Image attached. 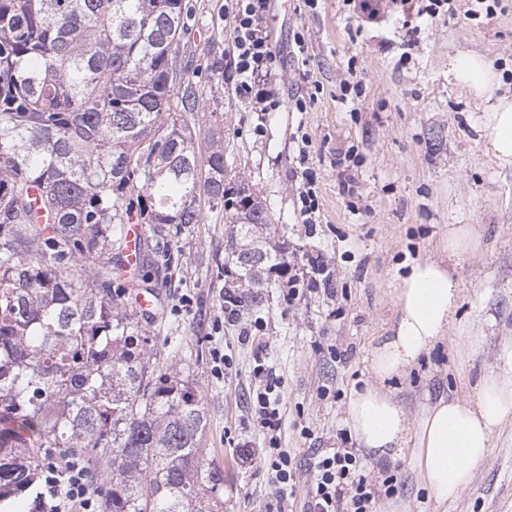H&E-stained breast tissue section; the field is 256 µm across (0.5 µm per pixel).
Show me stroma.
Listing matches in <instances>:
<instances>
[{
  "mask_svg": "<svg viewBox=\"0 0 512 512\" xmlns=\"http://www.w3.org/2000/svg\"><path fill=\"white\" fill-rule=\"evenodd\" d=\"M185 36L199 81L214 94L196 116L201 137L224 129V161L232 179L252 187L267 208L277 240L287 242L295 267L323 255L334 292L268 288L259 312L224 317L223 210L203 207L192 235L180 240L173 270L180 286L163 295L142 325L149 352L160 362L186 360L208 418L202 440L210 462L224 471V512H305L311 467L318 450L348 432L354 389L374 384L371 353L396 318L397 285L411 264H447L459 284L457 319L475 347L451 334L428 355L390 379L385 390L409 415L441 396L470 400L480 378L512 362V166L497 164L480 133L485 100L448 80L459 53L482 56L499 77L497 95L512 96V0H499L492 18L464 10L435 17L402 14L382 5L363 20L353 0H271L277 20L269 33L278 54L277 84L284 101L275 112L248 111L228 75L231 30L225 0H189ZM415 24L407 36L405 23ZM302 31L306 57L293 55ZM362 86L342 99L340 83ZM321 91L306 111H292L294 95L309 82ZM309 140L319 185L322 224L307 228L297 206L294 168L298 147ZM355 177L353 194L340 189V173ZM452 224L470 225L480 250L452 261L441 244ZM255 330L266 343L265 361L283 380L281 448L301 464L293 497L276 502L262 461L265 433L246 423L259 385L253 344L239 338ZM232 363L216 373L211 352ZM361 459L374 483L395 475L376 512H512V421L495 436L490 455L472 471L460 495L438 504L408 457L380 465Z\"/></svg>",
  "mask_w": 512,
  "mask_h": 512,
  "instance_id": "stroma-1",
  "label": "stroma"
}]
</instances>
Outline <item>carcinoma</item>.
<instances>
[{"label": "carcinoma", "instance_id": "1", "mask_svg": "<svg viewBox=\"0 0 512 512\" xmlns=\"http://www.w3.org/2000/svg\"><path fill=\"white\" fill-rule=\"evenodd\" d=\"M186 0H0V512H47L45 480L79 464L91 512H221L204 404L185 370L155 369L135 291L201 222L229 218L224 291L257 307L288 272L262 202L224 182L223 138L198 177L181 63ZM138 244L122 268L125 226Z\"/></svg>", "mask_w": 512, "mask_h": 512}]
</instances>
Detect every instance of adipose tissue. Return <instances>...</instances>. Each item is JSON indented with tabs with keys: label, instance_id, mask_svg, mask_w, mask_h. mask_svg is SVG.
<instances>
[{
	"label": "adipose tissue",
	"instance_id": "1",
	"mask_svg": "<svg viewBox=\"0 0 512 512\" xmlns=\"http://www.w3.org/2000/svg\"><path fill=\"white\" fill-rule=\"evenodd\" d=\"M452 81L487 99L482 134L500 166H512V99L498 97V77L485 60L460 54L449 63ZM397 317L374 347L371 368L376 384L353 391L348 406L349 427L367 452L377 458L409 453L414 469L437 502L455 499L474 466L490 453L495 433L512 420V375L482 376L473 400L445 397L428 405L410 421L403 405L382 384L401 375L449 329L465 332L456 323L458 285L450 270L435 261H418L402 278L396 299Z\"/></svg>",
	"mask_w": 512,
	"mask_h": 512
}]
</instances>
